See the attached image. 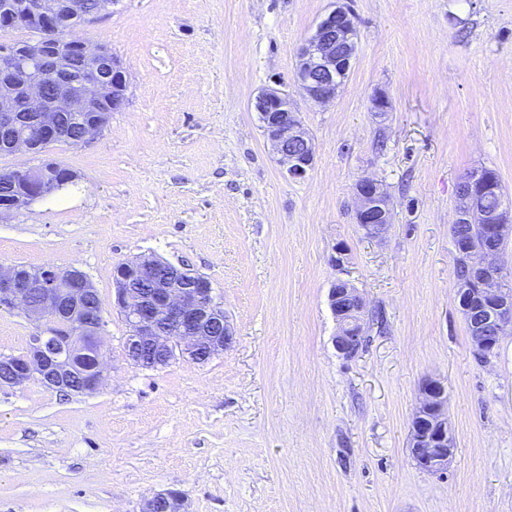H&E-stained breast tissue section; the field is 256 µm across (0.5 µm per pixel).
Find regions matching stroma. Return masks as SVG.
Instances as JSON below:
<instances>
[{
    "mask_svg": "<svg viewBox=\"0 0 512 512\" xmlns=\"http://www.w3.org/2000/svg\"><path fill=\"white\" fill-rule=\"evenodd\" d=\"M333 3L119 0L78 28L121 58L129 102L89 146L51 147L75 178L0 220V266L87 275L108 378L85 395L0 386V512H141L167 490L188 512H512V331L476 358L451 233L468 172L512 196V0H348L356 55L319 104L293 67ZM275 81L313 139L302 180L252 107ZM363 177L390 196L385 238L355 222ZM141 255L211 281L233 329L223 354L125 360L112 274ZM339 278L375 316L350 360L333 345ZM32 333L0 310V355ZM429 377L455 439L442 476L409 448Z\"/></svg>",
    "mask_w": 512,
    "mask_h": 512,
    "instance_id": "1",
    "label": "stroma"
}]
</instances>
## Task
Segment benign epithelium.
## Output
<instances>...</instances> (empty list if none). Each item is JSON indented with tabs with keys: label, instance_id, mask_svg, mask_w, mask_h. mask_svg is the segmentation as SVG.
Masks as SVG:
<instances>
[{
	"label": "benign epithelium",
	"instance_id": "7a95c632",
	"mask_svg": "<svg viewBox=\"0 0 512 512\" xmlns=\"http://www.w3.org/2000/svg\"><path fill=\"white\" fill-rule=\"evenodd\" d=\"M116 0H18L0 11V33L28 28L37 39L27 45L0 42V137L11 154L46 152L62 139L78 148L93 142L110 123L112 113L127 104L128 79L122 60L104 42L67 36L73 24L89 23L112 11ZM351 9L336 0L299 48L295 82L307 97L325 103L336 97L342 82L337 70L350 69L357 41ZM261 128L280 156L287 176L305 178L314 163V145L294 100L267 86L254 101ZM34 119L25 122L21 113ZM84 115L81 134L67 138L65 113ZM21 188L0 199V219L27 209L52 195L73 178L70 170L50 159L24 164L7 172ZM495 190L494 182L477 173L463 180L456 209L457 224L479 217L487 240L456 247L466 273L457 278L459 308L470 322L482 314L502 336L512 330V290L503 287L498 263L502 243L512 236V206L485 213L480 197ZM355 223L370 238H381L391 226L387 192L377 180L363 177L354 185ZM113 306L124 316L130 336L124 357L132 365L158 368L178 357L202 363L224 352L233 332L211 282L157 257H139L115 267ZM93 284L79 270L53 266L11 265L0 270V308L18 309L35 324L20 355H0V381L20 386L34 379L56 391H97L107 364L100 338L102 304ZM329 303L336 319L333 343L345 359L364 347L365 303L347 281L331 288ZM417 464L429 473L444 474L454 449L448 423V396L435 378L423 381L409 434ZM185 504L184 495L169 490L145 502L142 512H156L157 502Z\"/></svg>",
	"mask_w": 512,
	"mask_h": 512
}]
</instances>
